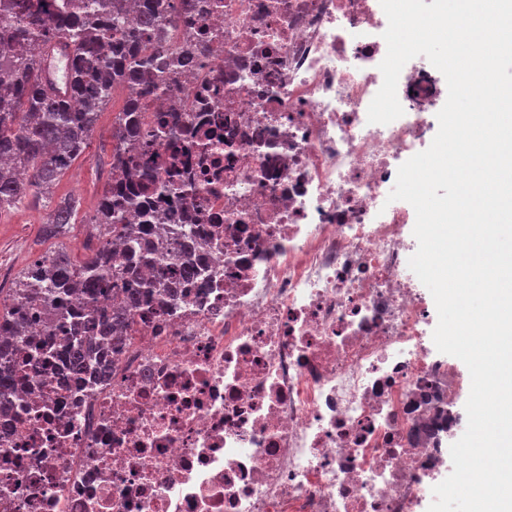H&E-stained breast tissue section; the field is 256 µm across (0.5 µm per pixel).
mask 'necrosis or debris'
I'll return each instance as SVG.
<instances>
[{"label": "necrosis or debris", "mask_w": 512, "mask_h": 512, "mask_svg": "<svg viewBox=\"0 0 512 512\" xmlns=\"http://www.w3.org/2000/svg\"><path fill=\"white\" fill-rule=\"evenodd\" d=\"M164 43L195 51L141 113L172 107L205 153L197 276L100 347L50 358L0 412V512H421L466 419L469 379L431 347L408 261L401 164L435 137L446 90L403 67V115L368 122L383 83L380 0H214Z\"/></svg>", "instance_id": "necrosis-or-debris-1"}]
</instances>
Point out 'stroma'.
Returning <instances> with one entry per match:
<instances>
[{
	"instance_id": "1",
	"label": "stroma",
	"mask_w": 512,
	"mask_h": 512,
	"mask_svg": "<svg viewBox=\"0 0 512 512\" xmlns=\"http://www.w3.org/2000/svg\"><path fill=\"white\" fill-rule=\"evenodd\" d=\"M112 159V112L104 110L95 126L84 154L76 158L57 183L51 199L28 198L18 209L0 214V267L11 278L42 254L62 250L70 262L81 263L87 253L86 219L92 215L110 178ZM74 198L77 215L74 224L56 238H45L43 224L47 203Z\"/></svg>"
}]
</instances>
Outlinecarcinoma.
I'll use <instances>...</instances> for the list:
<instances>
[{
    "mask_svg": "<svg viewBox=\"0 0 512 512\" xmlns=\"http://www.w3.org/2000/svg\"><path fill=\"white\" fill-rule=\"evenodd\" d=\"M137 18L129 19L126 0H60L48 7L32 0H0V213L24 203L31 192L49 196L58 177L85 152L88 139L114 88L126 91L122 111L112 117L111 176L88 223L106 230L97 248L75 265L54 252L47 260L29 265L5 302H0V332L12 341L0 344V405L10 395L17 376L12 365L15 344L27 335V316L40 309L48 327L68 306V297L85 298L84 329L60 340L34 346L27 355V374L36 376L45 354L55 350L71 361L74 371L92 365L97 349L92 336L116 339L130 327L131 313L156 288L167 284L141 280L137 268L157 267L168 274V264L178 260L182 248L195 235L190 224L179 225V250L171 257L155 255L149 224H133L129 216L139 208L138 197L156 199L155 224L168 220L169 204L196 193L195 183L180 175L176 161L168 163L169 176L160 173L155 148L166 137L169 124L160 121L145 129L131 107L147 106L142 90L166 83L160 69L174 50L143 46L145 32L175 22L183 9L196 4L211 10L206 0H136ZM58 41L71 48L68 86L52 93L41 76L46 44ZM77 207L60 204L47 214L49 230L72 223ZM127 253V268L112 270V247ZM112 296V306L100 307L98 299Z\"/></svg>",
    "mask_w": 512,
    "mask_h": 512,
    "instance_id": "cac0c4a2",
    "label": "carcinoma"
}]
</instances>
